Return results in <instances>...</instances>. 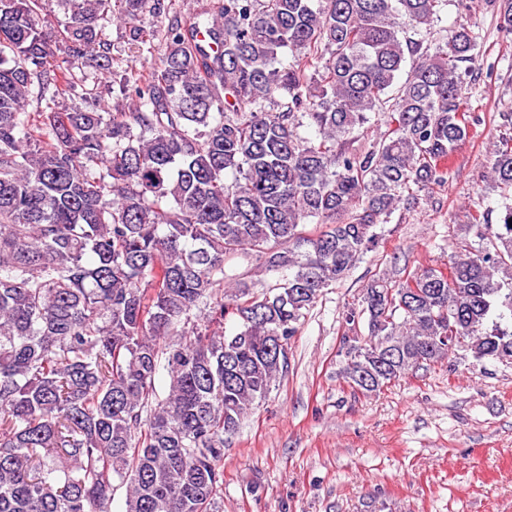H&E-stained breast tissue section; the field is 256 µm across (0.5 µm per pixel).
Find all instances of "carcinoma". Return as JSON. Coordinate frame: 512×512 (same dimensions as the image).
Masks as SVG:
<instances>
[{
    "instance_id": "obj_1",
    "label": "carcinoma",
    "mask_w": 512,
    "mask_h": 512,
    "mask_svg": "<svg viewBox=\"0 0 512 512\" xmlns=\"http://www.w3.org/2000/svg\"><path fill=\"white\" fill-rule=\"evenodd\" d=\"M446 2L221 0L170 20L142 78L112 69L103 25L163 0H60L53 31L49 0H0V512H110L118 483L124 512H218L224 436L287 367L277 343L414 188L447 181L478 121L473 32L432 53L409 36ZM87 56L131 108H58ZM380 114L386 130L358 142ZM491 179L497 220L464 225L478 246L379 274L344 310L368 327L342 341L353 393L460 351L512 365V145ZM240 254L283 277L260 293L224 279ZM194 310L240 327L190 328Z\"/></svg>"
}]
</instances>
